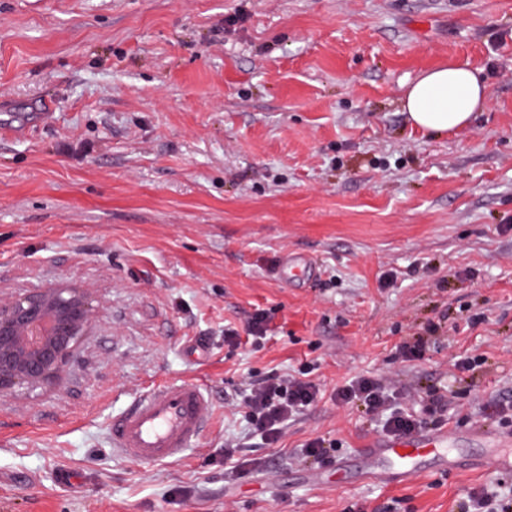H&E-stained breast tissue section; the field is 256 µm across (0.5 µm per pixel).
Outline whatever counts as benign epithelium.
Masks as SVG:
<instances>
[{
    "label": "benign epithelium",
    "mask_w": 512,
    "mask_h": 512,
    "mask_svg": "<svg viewBox=\"0 0 512 512\" xmlns=\"http://www.w3.org/2000/svg\"><path fill=\"white\" fill-rule=\"evenodd\" d=\"M95 313L90 293L62 283L0 303V394L55 383Z\"/></svg>",
    "instance_id": "1"
}]
</instances>
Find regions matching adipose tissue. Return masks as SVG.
Returning a JSON list of instances; mask_svg holds the SVG:
<instances>
[{
    "mask_svg": "<svg viewBox=\"0 0 512 512\" xmlns=\"http://www.w3.org/2000/svg\"><path fill=\"white\" fill-rule=\"evenodd\" d=\"M487 101L479 71L451 62L424 72L406 91L404 109L417 128L439 135L468 125Z\"/></svg>",
    "mask_w": 512,
    "mask_h": 512,
    "instance_id": "ef3b65f1",
    "label": "adipose tissue"
}]
</instances>
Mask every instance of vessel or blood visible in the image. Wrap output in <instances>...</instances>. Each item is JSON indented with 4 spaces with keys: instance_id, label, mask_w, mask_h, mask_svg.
Here are the masks:
<instances>
[{
    "instance_id": "1",
    "label": "vessel or blood",
    "mask_w": 512,
    "mask_h": 512,
    "mask_svg": "<svg viewBox=\"0 0 512 512\" xmlns=\"http://www.w3.org/2000/svg\"><path fill=\"white\" fill-rule=\"evenodd\" d=\"M317 274L305 256L287 255L281 275L286 282L303 283ZM212 414V401L194 381H173L147 388L126 409L113 416L109 439L113 449L131 461L165 463L180 459L198 443ZM471 436L491 447L490 459L498 472H512V434L478 427ZM358 459L369 477L388 484L407 483L424 470L448 471L470 466L474 457L462 455L456 438L445 431H418L402 438H371Z\"/></svg>"
}]
</instances>
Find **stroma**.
<instances>
[{"instance_id":"obj_1","label":"stroma","mask_w":512,"mask_h":512,"mask_svg":"<svg viewBox=\"0 0 512 512\" xmlns=\"http://www.w3.org/2000/svg\"><path fill=\"white\" fill-rule=\"evenodd\" d=\"M454 60L489 103L420 132L403 95ZM46 104L48 122L12 129ZM293 252L320 269L300 288L278 275ZM58 283L97 311L56 385L0 396V512H455L512 488L486 467L388 485L295 457L381 435L330 398L356 375L402 404L447 394L426 428L465 453L469 428L501 426L480 410L512 398V0H0V302ZM259 309L263 344L225 341ZM431 322L441 335L402 360ZM306 363L325 398L278 444L249 437L225 391ZM176 379L212 400L201 443L121 457L113 415ZM244 436L232 483L224 441ZM336 443L326 441L324 438H316L301 449L303 458H312L323 466L331 465L335 462Z\"/></svg>"}]
</instances>
